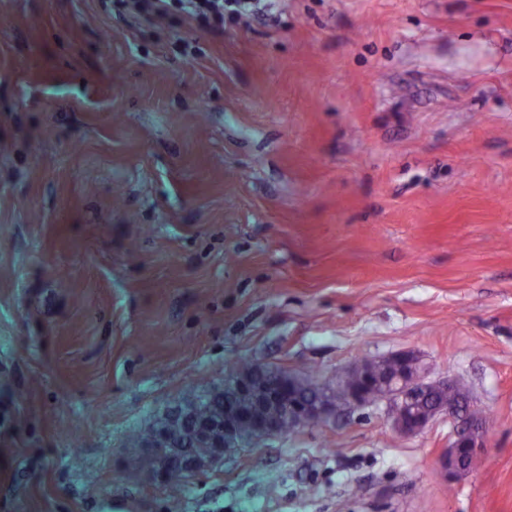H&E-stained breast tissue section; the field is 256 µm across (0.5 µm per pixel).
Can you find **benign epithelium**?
I'll return each mask as SVG.
<instances>
[{
  "instance_id": "benign-epithelium-1",
  "label": "benign epithelium",
  "mask_w": 512,
  "mask_h": 512,
  "mask_svg": "<svg viewBox=\"0 0 512 512\" xmlns=\"http://www.w3.org/2000/svg\"><path fill=\"white\" fill-rule=\"evenodd\" d=\"M296 376L276 369L265 379L266 402L278 406L281 418H258L253 421L257 438L272 439L281 432L280 419L288 427L298 429L316 426L326 418L368 405L370 393L382 388L380 399L387 401L390 418L397 432L414 436L424 431L437 416L448 418L452 429L448 435V448L437 460L440 474L457 480L471 475L485 456L489 446V421L474 408L471 398L456 401H435L426 416L409 413V406L417 397H425L434 390L454 391L455 378L427 380V368L410 352H401L382 359H370L362 364L336 373V383L344 387L343 400L328 387L312 381L313 396L301 398L293 393ZM253 378L242 372L224 384L213 388L217 394L234 391L250 392ZM245 413L232 405H224V417L199 418L189 408L175 406L169 419L152 428L151 437L141 443L152 478L167 484L173 480L193 477L239 448L238 422ZM198 439L208 451L199 454L184 448L185 434Z\"/></svg>"
}]
</instances>
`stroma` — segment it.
I'll return each instance as SVG.
<instances>
[{"label": "stroma", "mask_w": 512, "mask_h": 512, "mask_svg": "<svg viewBox=\"0 0 512 512\" xmlns=\"http://www.w3.org/2000/svg\"><path fill=\"white\" fill-rule=\"evenodd\" d=\"M0 0V512H512V0H280L223 29ZM411 352L490 417L387 404L161 486L128 441L248 364Z\"/></svg>", "instance_id": "35a3bbf8"}]
</instances>
